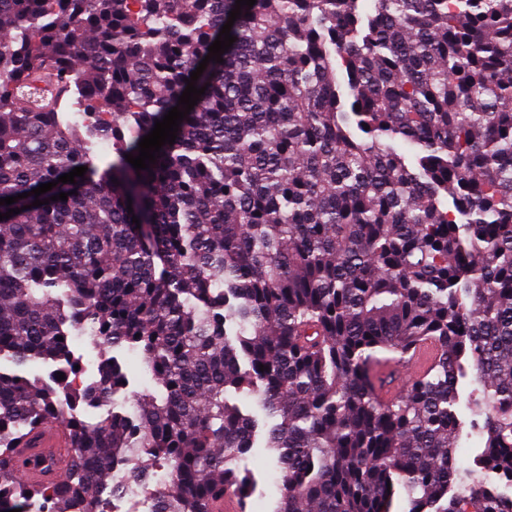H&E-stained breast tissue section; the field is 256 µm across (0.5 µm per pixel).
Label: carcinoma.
I'll use <instances>...</instances> for the list:
<instances>
[{"mask_svg":"<svg viewBox=\"0 0 512 512\" xmlns=\"http://www.w3.org/2000/svg\"><path fill=\"white\" fill-rule=\"evenodd\" d=\"M234 5L0 0V198L57 182L0 205L21 209L0 221V512H86L110 466L146 482L143 455L157 512L246 500L257 423L232 390L270 420L274 512H512V0H256L136 171ZM73 95L108 119L64 120ZM80 324L141 352L134 413H76L125 381L105 357L73 385ZM421 344L430 367L380 399L377 354ZM38 360L65 379L24 375ZM48 418L70 468L26 487L13 451Z\"/></svg>","mask_w":512,"mask_h":512,"instance_id":"cac0c4a2","label":"carcinoma"}]
</instances>
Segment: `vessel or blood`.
I'll list each match as a JSON object with an SVG mask.
<instances>
[{
  "mask_svg": "<svg viewBox=\"0 0 512 512\" xmlns=\"http://www.w3.org/2000/svg\"><path fill=\"white\" fill-rule=\"evenodd\" d=\"M433 351L430 347L421 346L414 349L405 362L400 365L401 377L408 378L421 374L427 367ZM68 440L62 426L53 420L40 424L35 448L16 449L15 455L22 459L23 464L18 473L22 479L30 485H38L49 477L62 476L70 463V455L67 451ZM52 461V469H44L27 465L26 460L31 456Z\"/></svg>",
  "mask_w": 512,
  "mask_h": 512,
  "instance_id": "b4317fda",
  "label": "vessel or blood"
}]
</instances>
